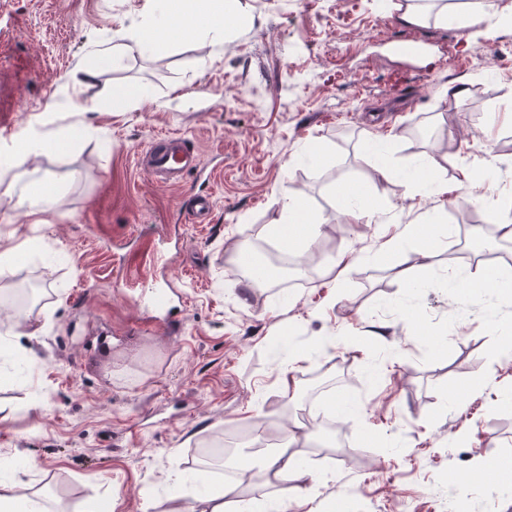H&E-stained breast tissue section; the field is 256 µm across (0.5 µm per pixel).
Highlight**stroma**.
Returning a JSON list of instances; mask_svg holds the SVG:
<instances>
[{
	"label": "stroma",
	"mask_w": 512,
	"mask_h": 512,
	"mask_svg": "<svg viewBox=\"0 0 512 512\" xmlns=\"http://www.w3.org/2000/svg\"><path fill=\"white\" fill-rule=\"evenodd\" d=\"M493 27L431 19L406 26L384 0H249L252 19L227 39L196 34L116 59L119 37L157 26L153 0H0V119L18 136L64 137L13 175L56 194L40 217L0 205V248L21 247L12 277L41 286L23 335L0 305V461L35 458L19 481L51 491L57 512H168L167 474L184 494L220 475L199 448L233 435L246 449L268 428L291 433L304 473L288 512H512V478L464 485L487 457H512V365L496 361L512 330V299H458L454 278L479 260L452 259L472 223L489 224L512 193V67L486 48L512 45V0ZM95 62V78L81 70ZM146 97L112 109V87ZM445 85L469 89L463 103ZM94 104L78 117L75 107ZM429 129L410 140L411 125ZM163 133L185 137L213 196L196 223L179 186L144 156ZM389 139L376 176L366 142ZM322 165L300 160L307 145ZM446 153L448 194L407 188L417 162ZM491 169L481 196L464 172ZM377 199L372 223H341L338 181ZM323 218L308 276L272 291L240 276L250 238L273 243L285 188ZM426 221L435 249L387 251ZM177 239L168 263L147 239ZM178 289L179 329L141 323L123 266Z\"/></svg>",
	"instance_id": "stroma-1"
}]
</instances>
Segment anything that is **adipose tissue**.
I'll return each mask as SVG.
<instances>
[{"instance_id":"adipose-tissue-1","label":"adipose tissue","mask_w":512,"mask_h":512,"mask_svg":"<svg viewBox=\"0 0 512 512\" xmlns=\"http://www.w3.org/2000/svg\"><path fill=\"white\" fill-rule=\"evenodd\" d=\"M388 8L409 26L421 25L430 18L443 23L452 18L463 26H488L493 19L488 0H476L473 7L453 15L448 12L446 0H389ZM249 14L247 0H196L192 6L187 0H158L157 5L158 25L177 39L200 31L223 36L225 31L238 26ZM298 224L307 225L312 231L318 227L301 197L291 191L284 197L278 221V239L283 248L292 247L296 241L298 234L294 227Z\"/></svg>"}]
</instances>
